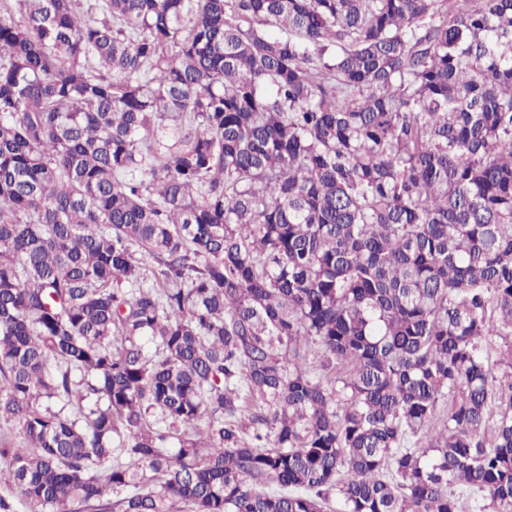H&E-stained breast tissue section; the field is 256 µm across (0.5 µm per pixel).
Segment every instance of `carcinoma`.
Instances as JSON below:
<instances>
[{
  "instance_id": "obj_1",
  "label": "carcinoma",
  "mask_w": 512,
  "mask_h": 512,
  "mask_svg": "<svg viewBox=\"0 0 512 512\" xmlns=\"http://www.w3.org/2000/svg\"><path fill=\"white\" fill-rule=\"evenodd\" d=\"M0 422L27 512H512V0H0Z\"/></svg>"
}]
</instances>
